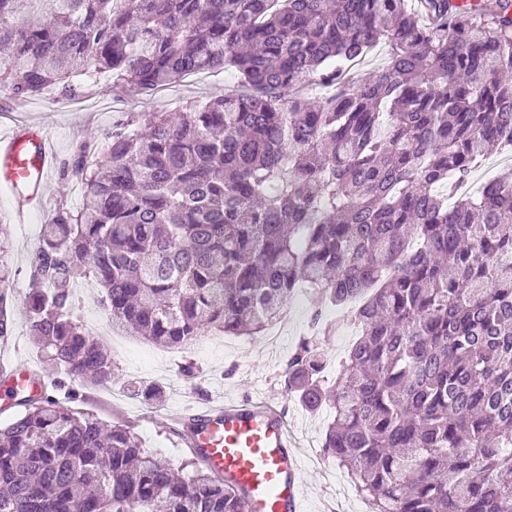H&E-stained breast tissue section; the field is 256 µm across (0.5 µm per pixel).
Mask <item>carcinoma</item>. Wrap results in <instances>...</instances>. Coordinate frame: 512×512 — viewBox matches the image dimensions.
<instances>
[{"label":"carcinoma","mask_w":512,"mask_h":512,"mask_svg":"<svg viewBox=\"0 0 512 512\" xmlns=\"http://www.w3.org/2000/svg\"><path fill=\"white\" fill-rule=\"evenodd\" d=\"M0 0V96L72 98L110 73L155 89L227 69L238 89L129 115L83 143L27 270L29 335L79 386L115 378L74 317L91 277L112 326L189 348L260 336L295 291L358 301L336 385L301 339L288 390L333 410L324 452L370 512H512V0ZM386 64L353 81L375 46ZM0 238V338L14 274ZM0 428V512H244L194 454L178 474L123 425L41 389ZM501 154V152L493 153L482 159L479 167L474 173V184L472 187L474 190L486 181L495 178L500 170L505 167L498 162Z\"/></svg>","instance_id":"obj_1"}]
</instances>
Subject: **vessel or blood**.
<instances>
[{
	"label": "vessel or blood",
	"mask_w": 512,
	"mask_h": 512,
	"mask_svg": "<svg viewBox=\"0 0 512 512\" xmlns=\"http://www.w3.org/2000/svg\"><path fill=\"white\" fill-rule=\"evenodd\" d=\"M57 156L43 127L24 125L0 137V184L19 190L14 214L40 207ZM189 445L218 477L246 491L244 512H302L299 443L283 415L263 401L188 409Z\"/></svg>",
	"instance_id": "b4317fda"
}]
</instances>
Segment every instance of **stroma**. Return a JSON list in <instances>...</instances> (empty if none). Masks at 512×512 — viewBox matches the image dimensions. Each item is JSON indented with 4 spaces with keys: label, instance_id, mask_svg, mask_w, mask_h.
I'll list each match as a JSON object with an SVG mask.
<instances>
[{
    "label": "stroma",
    "instance_id": "obj_1",
    "mask_svg": "<svg viewBox=\"0 0 512 512\" xmlns=\"http://www.w3.org/2000/svg\"><path fill=\"white\" fill-rule=\"evenodd\" d=\"M235 84L234 75L228 70L192 75L159 90L122 88L111 77L103 76L75 98L44 94L22 104L14 102L0 107V131L20 122L42 125L50 134L60 162L52 172L42 210L26 223L12 221L14 199L8 189L0 187V226L7 232L9 260L17 272L12 294L15 327L7 341H0L1 424L21 412L10 393L9 376L14 368L32 369L50 385L59 378L28 336L25 309L29 288L25 273L45 220L59 203L74 208L82 202L76 181L64 176L63 164L71 160L80 143L93 134L111 131L127 113L176 112L189 102L224 95ZM313 306L314 299L308 291L299 290L286 309V325L273 345H259L257 339L249 336L205 333L190 348L177 349L113 332L99 295L83 297L77 315L84 327L99 336L111 351L116 377L109 388H78L76 399L70 400L69 405L104 423L131 427L145 448L178 467L190 456L184 443L189 430L186 425L172 423L173 415L191 405L266 400L286 413L303 452L312 453L317 459L316 464L305 465L300 476L306 512H330L339 502L346 512H368L367 503L354 492L337 460L322 450V436L331 419L329 409L305 410L284 385L288 359L309 330ZM185 365L193 366V376L182 374ZM149 381L163 387L160 403L138 396V387Z\"/></svg>",
    "mask_w": 512,
    "mask_h": 512
}]
</instances>
